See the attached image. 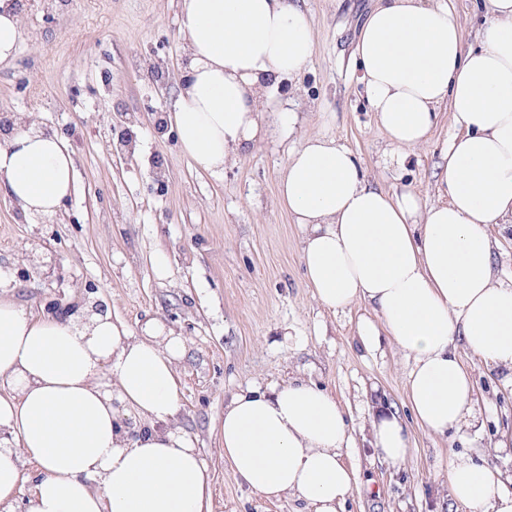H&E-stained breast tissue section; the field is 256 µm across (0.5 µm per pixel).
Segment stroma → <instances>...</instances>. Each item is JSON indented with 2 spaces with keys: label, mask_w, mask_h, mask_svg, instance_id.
<instances>
[{
  "label": "stroma",
  "mask_w": 512,
  "mask_h": 512,
  "mask_svg": "<svg viewBox=\"0 0 512 512\" xmlns=\"http://www.w3.org/2000/svg\"><path fill=\"white\" fill-rule=\"evenodd\" d=\"M17 57L0 64V111L31 112L59 133L76 158V190L59 216L24 214L0 189V296L42 313L57 293L92 285L113 319L132 330L158 319L182 337L181 425L205 460L212 512H301L292 499L268 501L239 483L212 427L240 387L312 380L336 396L353 426L348 459L355 483L345 512H464L453 500L449 460L464 452L496 465L512 489V382L469 352L477 425L442 438L415 424L406 404L408 362L390 342L360 348L366 309L332 313L307 286L303 233L274 200L289 150L325 134L348 147L385 189L437 199V174L454 128L442 113L428 142L405 166L392 160L354 63L359 31L377 0H300L313 35L311 64L274 103L297 113L294 134L272 138L224 173L200 170L175 131L157 132L178 86L159 88L145 63L182 69L181 0H28ZM138 151L121 150V125ZM168 273L159 276L157 257ZM30 276L16 277L18 264ZM55 276H47L48 265ZM394 407L412 452L394 466L375 458L369 417Z\"/></svg>",
  "instance_id": "35a3bbf8"
}]
</instances>
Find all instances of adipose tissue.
Listing matches in <instances>:
<instances>
[{
  "label": "adipose tissue",
  "instance_id": "adipose-tissue-1",
  "mask_svg": "<svg viewBox=\"0 0 512 512\" xmlns=\"http://www.w3.org/2000/svg\"><path fill=\"white\" fill-rule=\"evenodd\" d=\"M484 8L470 48L440 0H379L360 31L355 61L397 165L448 107L456 133L435 202L371 184L324 135L289 151L276 199L302 228L314 298L334 312L372 307L358 324L362 346L386 338L409 360L411 414L441 436L474 426L460 351L512 377V281L496 271L490 235L512 224V0ZM24 10L0 0V62L17 54ZM180 30L186 80L169 121L198 167L221 173L294 132L296 113L269 106L311 62V23L295 0H182ZM75 175L63 140L18 113L0 138V182L22 212L56 214ZM183 354V339L157 320L136 334L108 315L61 320L0 298V512H212L205 463L180 424ZM123 407L139 416L136 430ZM370 425L376 454L403 462L409 438L397 411L378 408ZM216 431L234 477L267 499L341 512L352 492L344 409L314 382L239 389ZM449 484L466 512H512V491L487 462L454 455Z\"/></svg>",
  "mask_w": 512,
  "mask_h": 512
}]
</instances>
